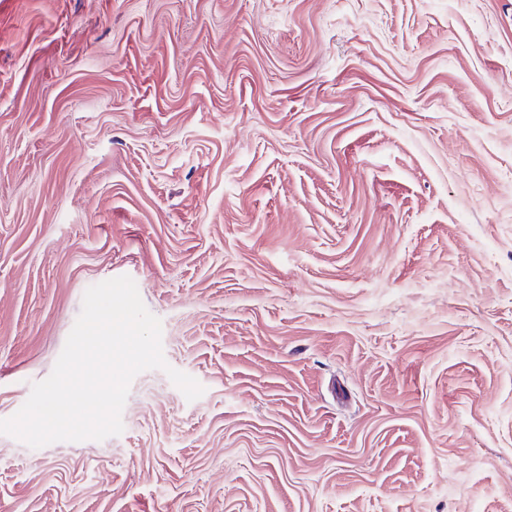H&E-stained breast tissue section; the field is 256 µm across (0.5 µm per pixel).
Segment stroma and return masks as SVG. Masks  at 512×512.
Here are the masks:
<instances>
[{"label": "stroma", "instance_id": "stroma-1", "mask_svg": "<svg viewBox=\"0 0 512 512\" xmlns=\"http://www.w3.org/2000/svg\"><path fill=\"white\" fill-rule=\"evenodd\" d=\"M122 275L203 395L0 512H512V0H0V419Z\"/></svg>", "mask_w": 512, "mask_h": 512}]
</instances>
